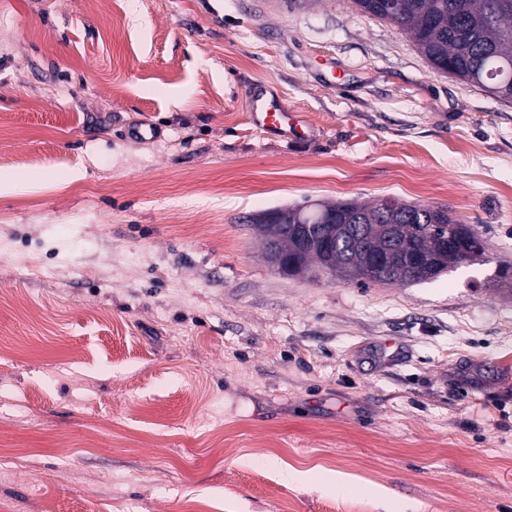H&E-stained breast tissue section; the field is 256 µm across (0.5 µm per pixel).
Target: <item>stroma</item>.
I'll return each instance as SVG.
<instances>
[{
  "label": "stroma",
  "mask_w": 512,
  "mask_h": 512,
  "mask_svg": "<svg viewBox=\"0 0 512 512\" xmlns=\"http://www.w3.org/2000/svg\"><path fill=\"white\" fill-rule=\"evenodd\" d=\"M0 150V512H512V102L351 0H0ZM387 197L488 262L363 288L245 221ZM247 112L250 123L270 136L286 139L309 137L296 113L288 112V108L262 85H255L250 90Z\"/></svg>",
  "instance_id": "35a3bbf8"
}]
</instances>
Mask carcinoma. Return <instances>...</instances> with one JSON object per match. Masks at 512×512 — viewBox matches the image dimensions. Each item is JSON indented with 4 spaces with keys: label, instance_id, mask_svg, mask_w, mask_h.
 I'll use <instances>...</instances> for the list:
<instances>
[{
    "label": "carcinoma",
    "instance_id": "obj_1",
    "mask_svg": "<svg viewBox=\"0 0 512 512\" xmlns=\"http://www.w3.org/2000/svg\"><path fill=\"white\" fill-rule=\"evenodd\" d=\"M389 0H352L362 13L384 20L409 36L433 69L462 81L502 94L488 78L492 70L512 77V0H401L390 11ZM390 206H383V202ZM368 203L317 202L267 210L248 217L267 245L306 271L321 261L318 251L302 247L305 224L327 219L321 236L341 244L330 256L340 277L362 285L400 283L416 285L434 281L464 265L485 257L469 253L467 229L454 247H447L448 225L456 223L448 208L414 205L389 198ZM369 225L368 238L344 252L350 224Z\"/></svg>",
    "mask_w": 512,
    "mask_h": 512
}]
</instances>
